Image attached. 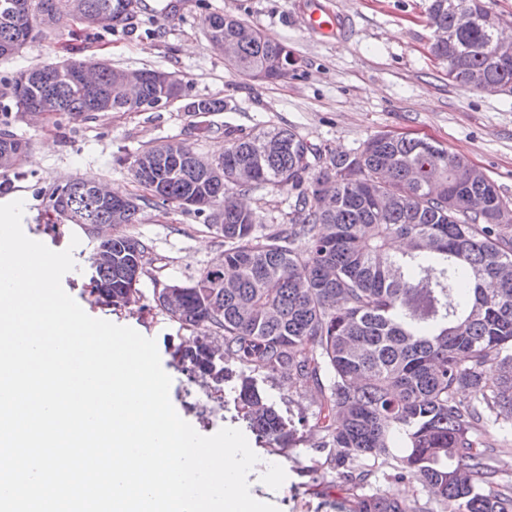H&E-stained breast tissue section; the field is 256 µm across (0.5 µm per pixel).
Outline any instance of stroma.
I'll use <instances>...</instances> for the list:
<instances>
[{"label": "stroma", "instance_id": "stroma-1", "mask_svg": "<svg viewBox=\"0 0 512 512\" xmlns=\"http://www.w3.org/2000/svg\"><path fill=\"white\" fill-rule=\"evenodd\" d=\"M139 0L131 32L89 31L80 25L54 40L28 43L0 59V129L26 142L21 174L0 172V204L24 202L22 228L31 239L55 251L72 249L74 270L62 279L64 290L91 317L129 326L155 339L162 365L172 379L171 402L200 434L224 427L242 428L235 382L224 385L222 399L210 397L203 382H188L171 367V352L189 330L155 308V290L184 282L224 251L205 214L175 202L141 207L128 233L149 247L138 282L141 299L120 311L92 304L88 294L90 258L98 243L83 227L53 217L49 196L58 186L92 178L119 187L123 196L145 190L133 176L140 152L171 140H186L203 157L224 152V131L248 134L285 127L307 141L339 153L360 149L371 136L408 132L465 157L497 185L512 204V94L477 92L448 80L429 52L426 9L429 0H321L342 21L338 36L310 28L311 0ZM211 11L234 15L284 43L296 61L286 79L259 82L230 71L223 54L210 45L201 19ZM77 56L104 61L118 69H161L188 85L190 98L223 101L222 111L191 116L184 101L143 112L93 113L81 117L17 114L1 92L22 71ZM206 129L195 137L194 126ZM78 246H71L72 237ZM264 397L280 411L313 418L320 391L295 388L282 378L256 375ZM259 462L249 476L252 496L279 512H337L350 505L351 492L326 462L320 434L306 427L290 453L268 448L247 433ZM279 470L266 478L268 465Z\"/></svg>", "mask_w": 512, "mask_h": 512}]
</instances>
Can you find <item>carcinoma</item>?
<instances>
[{
  "instance_id": "cac0c4a2",
  "label": "carcinoma",
  "mask_w": 512,
  "mask_h": 512,
  "mask_svg": "<svg viewBox=\"0 0 512 512\" xmlns=\"http://www.w3.org/2000/svg\"><path fill=\"white\" fill-rule=\"evenodd\" d=\"M476 15L457 31L448 0H430L427 25L450 34L430 45L448 79L470 87L472 71L512 89V62L501 65L487 49L500 15L488 0H461ZM138 0H0V58L47 38L70 23L107 32L130 30ZM209 42L228 43L233 72L262 81L288 76L289 52L259 28L227 14L203 16ZM88 60L21 72L3 96L19 112L79 117L138 112L158 101L186 96L180 79L155 83L154 69L138 102L115 107L111 83L121 71L104 63L84 84ZM215 99L187 104L194 114L218 112ZM217 168L184 140L150 147L133 170L150 191L143 203L182 202L209 196L211 227L224 252L191 279L168 285L156 303L180 325L197 328L172 353L192 381L211 380L224 391L228 372L212 358L240 367L236 402L247 427L282 453L306 421L282 416L262 396L254 373L288 374L299 385L320 386L317 447L328 449L337 475L355 489L368 481L361 462L382 458L399 480L414 475L427 494L425 507L387 493L356 494L351 512H512V479L500 466L502 451L479 432L512 426V212L490 179L472 177L471 164L440 145L407 134L380 132L354 154L338 156L290 128L240 135L224 131ZM176 148L180 164L170 175L157 160ZM26 145L0 132V170H19ZM94 179L59 186L71 224H110L112 260L91 267L89 294L113 311L140 300L137 284L147 246L128 234L139 204L120 212L91 193ZM293 195L288 223L264 224L240 196L261 188ZM330 374L328 385L321 375Z\"/></svg>"
}]
</instances>
